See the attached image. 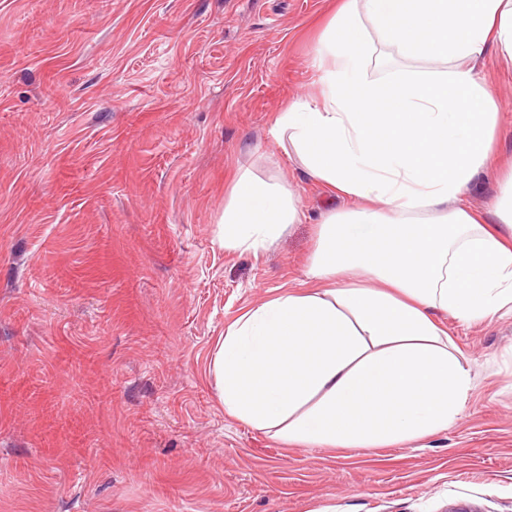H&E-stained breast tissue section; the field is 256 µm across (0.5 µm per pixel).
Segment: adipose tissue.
<instances>
[{
  "mask_svg": "<svg viewBox=\"0 0 512 512\" xmlns=\"http://www.w3.org/2000/svg\"><path fill=\"white\" fill-rule=\"evenodd\" d=\"M374 26L442 73L370 72ZM512 68V0H341L317 48L312 95L273 135L303 172L361 209L317 229L305 277L224 332L213 369L235 420L297 446L377 448L445 432L472 388L447 313L512 314V171L487 213L464 196L494 167L498 100L478 68ZM303 213L285 186L241 172L224 200L225 251L259 255Z\"/></svg>",
  "mask_w": 512,
  "mask_h": 512,
  "instance_id": "1",
  "label": "adipose tissue"
}]
</instances>
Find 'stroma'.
I'll use <instances>...</instances> for the list:
<instances>
[{
	"label": "stroma",
	"mask_w": 512,
	"mask_h": 512,
	"mask_svg": "<svg viewBox=\"0 0 512 512\" xmlns=\"http://www.w3.org/2000/svg\"><path fill=\"white\" fill-rule=\"evenodd\" d=\"M333 0H0V512H512V315L446 318L474 378L448 431L300 448L228 417L225 327L302 288L340 206L277 144ZM484 69L505 114L512 72ZM250 170L305 214L225 252Z\"/></svg>",
	"instance_id": "stroma-1"
}]
</instances>
